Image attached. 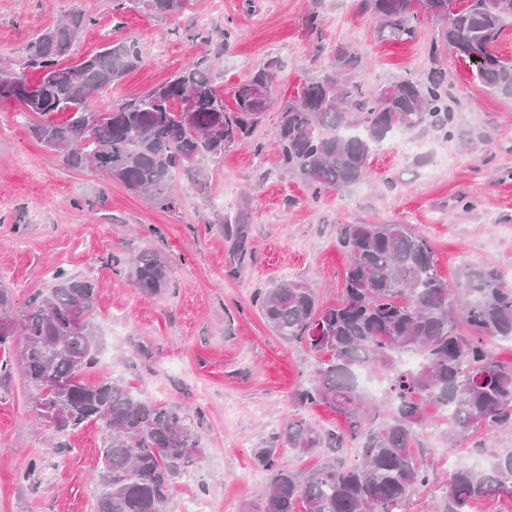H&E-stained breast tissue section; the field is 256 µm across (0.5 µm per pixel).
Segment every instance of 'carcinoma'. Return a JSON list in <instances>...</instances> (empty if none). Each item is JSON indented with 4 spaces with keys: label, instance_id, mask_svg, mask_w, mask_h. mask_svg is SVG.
Wrapping results in <instances>:
<instances>
[{
    "label": "carcinoma",
    "instance_id": "carcinoma-1",
    "mask_svg": "<svg viewBox=\"0 0 512 512\" xmlns=\"http://www.w3.org/2000/svg\"><path fill=\"white\" fill-rule=\"evenodd\" d=\"M189 0H116L118 11L174 15ZM361 0L379 35L408 41L427 20L441 23L427 45L434 67L424 79L405 77L370 89L352 73L359 58L344 49L322 73L307 79L279 110L274 128L280 167L315 190H347L364 181L372 150L396 129L429 128L451 137L453 112L448 72L451 49L467 58L474 81L512 97V59L496 49L512 26V0ZM89 24L80 9L25 48L40 81L0 66V100L24 103L32 136L63 153L68 166L93 170L173 210L177 176L193 181L218 162L224 148L253 139L268 111L278 74L274 63L234 87L235 108L224 103L208 68L186 62L170 81L144 96L98 111L94 102L139 61L127 44L111 45L70 65L62 60ZM268 95L259 101L252 90ZM68 112L63 123L47 119ZM338 242L349 255L341 300L319 301L304 281L281 279L252 299L277 336L306 345L317 366L298 398L343 415L345 433L324 431L303 419H286L272 441L255 449L269 473V490L257 512H395L411 492L429 483L434 465L419 448L429 403L447 414L440 438L457 442L480 431L512 430V362L497 360L495 341L512 340V279L491 264L470 265L450 284L441 277L429 242L405 224H340ZM168 262L154 251L131 264L135 287L157 294L168 286ZM95 283L54 270L21 318L11 289L0 287V350L17 351L37 416L62 437L88 424L104 438L96 476L94 512H169L172 491L198 463L200 437L177 409L139 398L109 377L85 379L98 364L102 341L94 320ZM374 366L390 378L385 415L359 382ZM357 442L359 461L345 465L336 453ZM294 454L332 449L311 473L288 467ZM512 503V448L483 469L457 467L437 512H470L487 498Z\"/></svg>",
    "mask_w": 512,
    "mask_h": 512
}]
</instances>
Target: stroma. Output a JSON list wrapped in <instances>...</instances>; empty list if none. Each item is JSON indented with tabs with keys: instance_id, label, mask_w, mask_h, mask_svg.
<instances>
[{
	"instance_id": "35a3bbf8",
	"label": "stroma",
	"mask_w": 512,
	"mask_h": 512,
	"mask_svg": "<svg viewBox=\"0 0 512 512\" xmlns=\"http://www.w3.org/2000/svg\"><path fill=\"white\" fill-rule=\"evenodd\" d=\"M76 8L90 23L69 63L111 43L139 48L140 63L101 96L102 111L167 82L192 60L209 66L229 106L234 86L271 60L281 104L335 49L360 55L356 77L372 87L422 77L431 66L426 46L434 23L409 41H384L357 0H195L176 15L120 12L112 0H0V62H12L37 83L41 73L26 64L25 46ZM444 66L451 138L401 132L375 148L363 182L317 196L303 180L282 175L273 109L255 134L263 150L253 143L226 148L204 186L178 178L174 211L97 172L71 169L62 154L31 137L20 105L0 101V285L11 288L21 314L48 270L61 267L95 281L104 351L88 380H121L139 397L188 415L200 436V461L175 484L171 512H183L193 495L210 499L215 512H250L269 486L254 450L285 419L343 428L330 408L296 404L316 360L306 347L273 334L251 304L257 291L281 278L308 282L322 304L337 303L349 262L337 245V225H410L429 241L439 273L451 283L468 264L488 263L512 276V98L485 91L453 55ZM236 215L246 239L240 260L224 234L225 217ZM147 249L170 266L167 288L154 295L129 278L131 259ZM444 423L440 413H428L423 441L436 471L400 512H436L448 490L446 455L467 462L480 441L490 453L512 448V433L445 443ZM53 442L18 364L10 363L0 372V512H94L99 429L91 424L68 435L63 450ZM32 461L37 473L21 480Z\"/></svg>"
}]
</instances>
